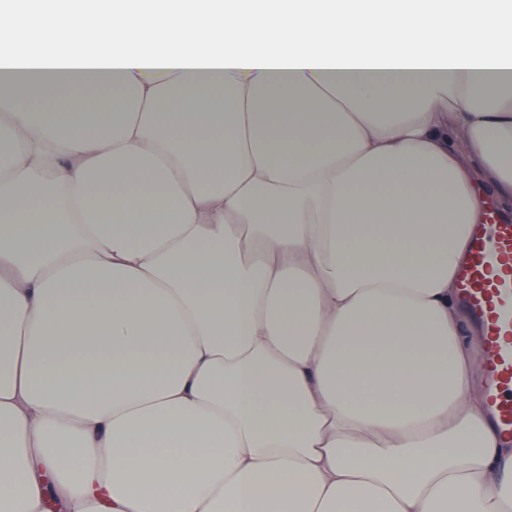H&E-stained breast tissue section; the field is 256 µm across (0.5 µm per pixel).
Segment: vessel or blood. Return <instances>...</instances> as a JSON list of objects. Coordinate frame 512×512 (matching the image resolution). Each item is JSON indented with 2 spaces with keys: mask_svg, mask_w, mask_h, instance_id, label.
<instances>
[{
  "mask_svg": "<svg viewBox=\"0 0 512 512\" xmlns=\"http://www.w3.org/2000/svg\"><path fill=\"white\" fill-rule=\"evenodd\" d=\"M464 300L485 328L488 402L495 427L512 439V224L488 211L459 273Z\"/></svg>",
  "mask_w": 512,
  "mask_h": 512,
  "instance_id": "obj_1",
  "label": "vessel or blood"
}]
</instances>
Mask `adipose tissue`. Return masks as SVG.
Masks as SVG:
<instances>
[{"label":"adipose tissue","instance_id":"obj_1","mask_svg":"<svg viewBox=\"0 0 512 512\" xmlns=\"http://www.w3.org/2000/svg\"><path fill=\"white\" fill-rule=\"evenodd\" d=\"M0 77L34 82L0 113V512H512L457 290L512 212L501 0H36Z\"/></svg>","mask_w":512,"mask_h":512}]
</instances>
